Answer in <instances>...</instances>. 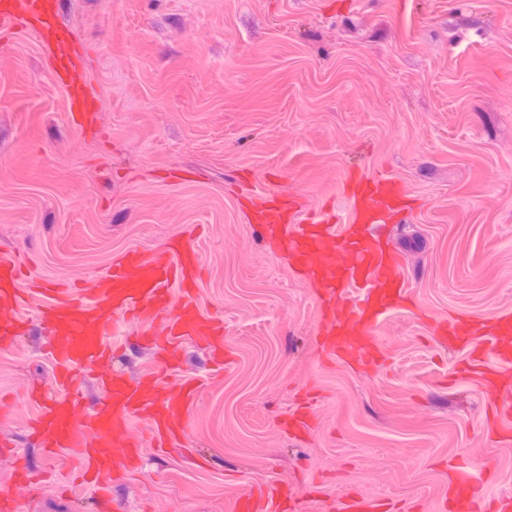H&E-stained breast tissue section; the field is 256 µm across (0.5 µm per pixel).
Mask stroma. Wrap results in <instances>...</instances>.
<instances>
[{
    "label": "stroma",
    "mask_w": 512,
    "mask_h": 512,
    "mask_svg": "<svg viewBox=\"0 0 512 512\" xmlns=\"http://www.w3.org/2000/svg\"><path fill=\"white\" fill-rule=\"evenodd\" d=\"M60 27L84 48L94 97L82 126L37 36L0 33V257L31 276L90 285L120 253L190 236L198 298L221 318L230 358L200 381L183 447L143 450L113 489L131 512H233L234 498L286 483L305 512L341 494L442 512L451 476L485 497L512 494V444L448 316L512 313V0H61ZM400 183L409 213L375 229L402 259L410 301L382 317L379 366L324 359L311 286L244 219L279 194L302 216L344 224L351 175ZM108 340L136 379L152 350ZM44 339L0 350L14 400L0 441L24 443L29 385H51ZM313 423H283L303 400ZM15 512H94L64 493V458Z\"/></svg>",
    "instance_id": "35a3bbf8"
}]
</instances>
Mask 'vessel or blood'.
Instances as JSON below:
<instances>
[{"label": "vessel or blood", "mask_w": 512, "mask_h": 512, "mask_svg": "<svg viewBox=\"0 0 512 512\" xmlns=\"http://www.w3.org/2000/svg\"><path fill=\"white\" fill-rule=\"evenodd\" d=\"M56 0H0V31L24 28L28 17H44L39 32L43 53L54 67L73 112L88 109L82 72L76 64V43L54 22ZM399 184L380 175H355L350 181L351 220L336 226L284 216L282 209L256 210L250 223L260 225L273 245L283 248L288 262L302 270L318 292L322 318L317 342L322 354L346 365L373 367V330L393 297L405 294L401 260L393 248L383 247L373 231L379 213L393 209ZM200 272L197 251L186 243L171 242L161 251L143 254L130 249L113 258L89 295L57 288L23 287L16 261L0 260V349L15 348L29 320L21 314L28 302L37 305L44 349L54 364L53 393L31 388L29 401L37 412L29 427L47 457L69 451L79 471L74 488L90 491L97 512H123L112 496V485L140 466L142 446L130 429L147 421L157 448L182 444L186 415L197 397L194 384L172 377L176 354L187 344L208 350L224 362L223 325L205 313L196 284ZM143 324L142 340L162 354L159 371L134 382L112 370V348L107 337L118 320ZM512 334V314L498 317L492 330L469 336L501 359L512 358L505 338ZM481 374L482 386L497 416L512 414V389L484 374L483 358L471 363ZM91 375L104 393L89 402L79 384V373ZM15 471L0 486V512H15L20 497L32 495L37 476L22 448L12 447ZM284 491L270 486L261 501L237 496L234 512H281ZM446 512H477V490L468 482L451 481ZM381 501L347 494L337 512H381Z\"/></svg>", "instance_id": "b4317fda"}]
</instances>
